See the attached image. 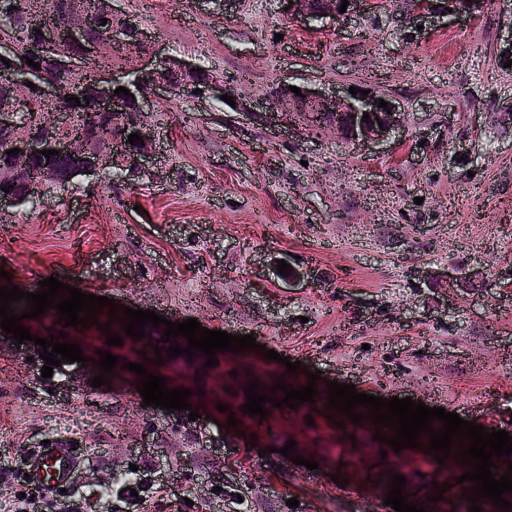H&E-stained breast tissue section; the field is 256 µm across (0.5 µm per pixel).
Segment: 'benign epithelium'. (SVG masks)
Wrapping results in <instances>:
<instances>
[{"label":"benign epithelium","mask_w":512,"mask_h":512,"mask_svg":"<svg viewBox=\"0 0 512 512\" xmlns=\"http://www.w3.org/2000/svg\"><path fill=\"white\" fill-rule=\"evenodd\" d=\"M114 0H95L93 20L86 25L63 26L58 28L43 27L41 32L32 36L25 45L24 53L34 60L43 59L55 44L67 48L60 57L64 70L81 72L94 60L103 58L108 52L136 49L139 51L137 68L133 71L113 69L93 74L92 79L82 83L78 90L60 81L49 80L34 72L26 63L14 61L16 49L9 42H0V58L12 62V67L3 80L0 81V127L10 128L17 123V103L29 102L42 109L47 116L51 128L70 126L71 114L60 106L65 98L74 95L78 98H91L101 107L102 115L112 116L114 113L130 112L132 121L130 132L136 133L144 140L143 148L128 155L126 146L119 143L110 149H104L96 154L93 160L88 159L90 138L74 131L65 136L51 132L42 138H18L10 142L9 148L19 149L13 156L11 180L15 186L13 192L0 194V215L15 204L32 200L41 193L40 187L58 183L63 180L59 168L45 159L41 167V177H33L30 159L42 156L44 150H54V159H69L76 163L75 169L68 173L67 178L76 176L100 177L112 168L117 160L125 163V170L136 172L148 170L149 159L153 154V144L150 136L144 131L148 101L144 83H149V89L162 90L165 93L189 96L186 90L188 84L178 82L183 77L196 75L192 66L171 56H162L155 47V42L143 31L140 22L130 15H119L113 8ZM297 13L319 20L327 15L337 18L353 16L360 5L376 6L375 0H348L346 12H340L343 0H286ZM482 0H440V6L432 8L427 0L420 2V8L427 15L450 13L457 17H474L481 10ZM107 19V33L95 37L90 28ZM32 86H26V83ZM130 90V95H116L114 90L119 87ZM301 94L289 90V85L278 86L273 98V104L268 111L283 113L290 109L304 110L309 117L316 113L331 112L336 121L330 124L341 138L350 142L383 141L397 132L404 122V112L391 99L387 109L379 108V96L373 92L366 95L342 91L340 95L327 97L322 93L307 87H300ZM216 92H224V80L214 75L203 81L199 93L193 98L209 96ZM369 114V120H362L363 113Z\"/></svg>","instance_id":"7a95c632"}]
</instances>
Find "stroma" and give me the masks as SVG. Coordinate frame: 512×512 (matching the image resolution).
<instances>
[{"label":"stroma","instance_id":"1","mask_svg":"<svg viewBox=\"0 0 512 512\" xmlns=\"http://www.w3.org/2000/svg\"><path fill=\"white\" fill-rule=\"evenodd\" d=\"M116 7L163 54L222 77L229 99L151 96L158 175L77 178L16 208L0 223V287L34 292L55 275L171 322L254 334L280 355L260 358V378L298 389L317 369L322 394L335 379L512 433V6L487 0L471 21L425 27L413 0L318 24L281 0ZM282 82L365 83L399 104L405 126L379 145L313 135L289 112L272 129L259 104ZM30 333L0 349V460L76 442L82 469L57 512H394L384 499L396 474L408 502L451 512L464 490L461 464L352 452L356 425L338 427L323 408L311 432L286 406L234 427L205 399L195 420L147 407L123 372L66 392L56 377L74 364L42 377L34 340L47 332ZM289 360L302 371L288 373ZM290 440L304 464L281 455ZM131 464L154 482L136 506L115 497L113 470ZM219 481L228 499L204 497Z\"/></svg>","mask_w":512,"mask_h":512}]
</instances>
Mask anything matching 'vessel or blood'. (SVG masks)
<instances>
[{"mask_svg":"<svg viewBox=\"0 0 512 512\" xmlns=\"http://www.w3.org/2000/svg\"><path fill=\"white\" fill-rule=\"evenodd\" d=\"M79 468L80 460L75 450L53 441L33 452L25 471L32 486L49 494L70 487Z\"/></svg>","mask_w":512,"mask_h":512,"instance_id":"vessel-or-blood-1","label":"vessel or blood"}]
</instances>
